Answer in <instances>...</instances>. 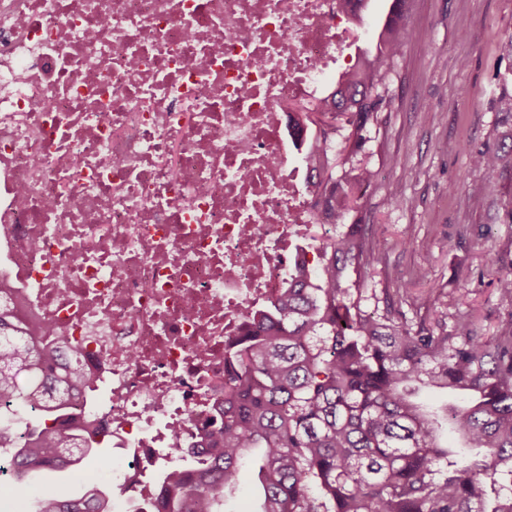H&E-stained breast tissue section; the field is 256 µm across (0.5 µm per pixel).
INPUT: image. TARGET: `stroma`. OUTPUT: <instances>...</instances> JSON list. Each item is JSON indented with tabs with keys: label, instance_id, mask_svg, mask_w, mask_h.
Wrapping results in <instances>:
<instances>
[{
	"label": "stroma",
	"instance_id": "obj_1",
	"mask_svg": "<svg viewBox=\"0 0 512 512\" xmlns=\"http://www.w3.org/2000/svg\"><path fill=\"white\" fill-rule=\"evenodd\" d=\"M404 51L379 86L383 103L355 158L376 173L349 221L373 225L382 261L374 287L408 281L412 294L441 289L449 312L465 310L483 333L506 319L484 249L512 260L504 204L512 175L472 168L512 128L500 94H512V0H409ZM400 184L403 202L388 196ZM468 293V305L457 298Z\"/></svg>",
	"mask_w": 512,
	"mask_h": 512
}]
</instances>
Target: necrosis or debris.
Here are the masks:
<instances>
[{
	"mask_svg": "<svg viewBox=\"0 0 512 512\" xmlns=\"http://www.w3.org/2000/svg\"><path fill=\"white\" fill-rule=\"evenodd\" d=\"M343 0H0V306L105 384L113 512L224 394V345L310 264L286 100L349 71Z\"/></svg>",
	"mask_w": 512,
	"mask_h": 512,
	"instance_id": "1",
	"label": "necrosis or debris"
}]
</instances>
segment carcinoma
Segmentation results:
<instances>
[{"label":"carcinoma","mask_w":512,"mask_h":512,"mask_svg":"<svg viewBox=\"0 0 512 512\" xmlns=\"http://www.w3.org/2000/svg\"><path fill=\"white\" fill-rule=\"evenodd\" d=\"M393 2L376 54L360 53L331 99L290 116L303 131L319 116L346 117L341 150L324 127L301 150L335 232L276 300L248 315L246 334L224 354V407L204 439L209 451L163 474L158 512H223L225 490L250 459L259 512H512V312L487 336L470 316L439 309L432 289L410 299L402 282L367 287L381 261L371 225L345 223L358 186L374 177L354 164L381 103L372 92L405 46V0ZM470 162L494 174L512 168V150L486 149ZM501 265L487 251L500 300L511 305L512 270ZM80 385L86 406L69 426ZM94 389L76 360L56 363L43 337L0 310V419L21 407L40 414L22 432L0 425V474L16 492L5 512H23L30 495L36 512H112L108 491L81 480L82 462L102 443ZM426 389L464 391L469 401L436 411L419 398ZM444 430L454 444L443 443ZM48 470L68 473L82 494L31 478Z\"/></svg>","instance_id":"obj_1"}]
</instances>
